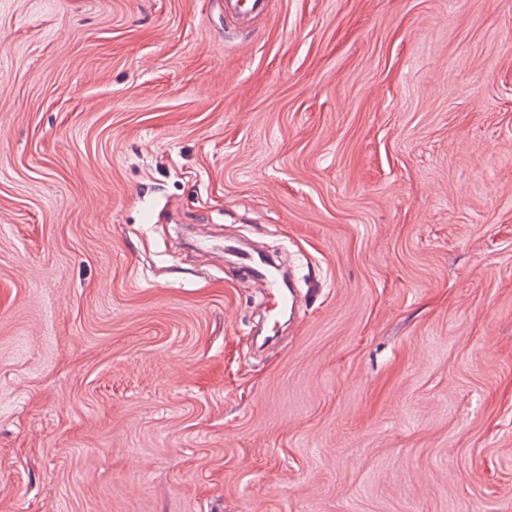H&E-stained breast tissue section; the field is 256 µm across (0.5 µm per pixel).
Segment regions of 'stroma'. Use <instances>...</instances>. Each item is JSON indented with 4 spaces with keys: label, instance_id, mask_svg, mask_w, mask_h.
<instances>
[{
    "label": "stroma",
    "instance_id": "1",
    "mask_svg": "<svg viewBox=\"0 0 512 512\" xmlns=\"http://www.w3.org/2000/svg\"><path fill=\"white\" fill-rule=\"evenodd\" d=\"M0 512H512V0H0ZM222 4L224 19L236 20L242 23L264 14L267 9V0H249V2L224 0ZM240 264L246 275L242 283L243 288H258L260 293L273 297L280 311H288L290 318L293 315V296L291 290L284 288L282 284L281 263L266 256L254 255V253L239 250Z\"/></svg>",
    "mask_w": 512,
    "mask_h": 512
}]
</instances>
